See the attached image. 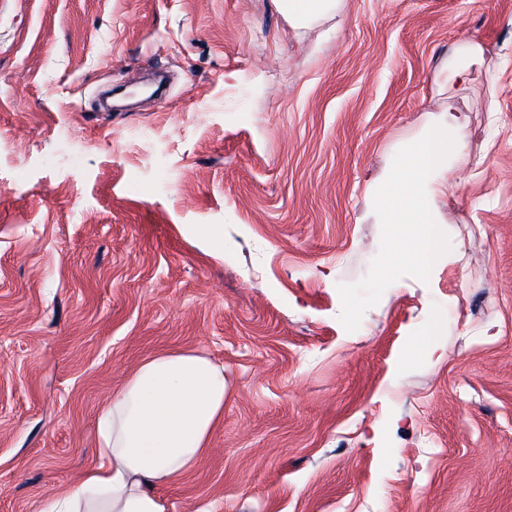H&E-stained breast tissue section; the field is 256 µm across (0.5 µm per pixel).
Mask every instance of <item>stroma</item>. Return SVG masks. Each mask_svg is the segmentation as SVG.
<instances>
[{
    "label": "stroma",
    "instance_id": "1",
    "mask_svg": "<svg viewBox=\"0 0 512 512\" xmlns=\"http://www.w3.org/2000/svg\"><path fill=\"white\" fill-rule=\"evenodd\" d=\"M462 41L484 48L448 84ZM166 70L165 100L99 112ZM452 249L360 327L395 154L448 108ZM224 368L169 512H512V0H0V512L95 464L146 358ZM279 6L292 24L312 22L335 8L334 0H280Z\"/></svg>",
    "mask_w": 512,
    "mask_h": 512
}]
</instances>
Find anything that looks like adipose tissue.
Wrapping results in <instances>:
<instances>
[{
  "instance_id": "obj_1",
  "label": "adipose tissue",
  "mask_w": 512,
  "mask_h": 512,
  "mask_svg": "<svg viewBox=\"0 0 512 512\" xmlns=\"http://www.w3.org/2000/svg\"><path fill=\"white\" fill-rule=\"evenodd\" d=\"M223 419V369L196 351L147 358L97 418L96 464L42 512H167L158 486L196 467Z\"/></svg>"
}]
</instances>
